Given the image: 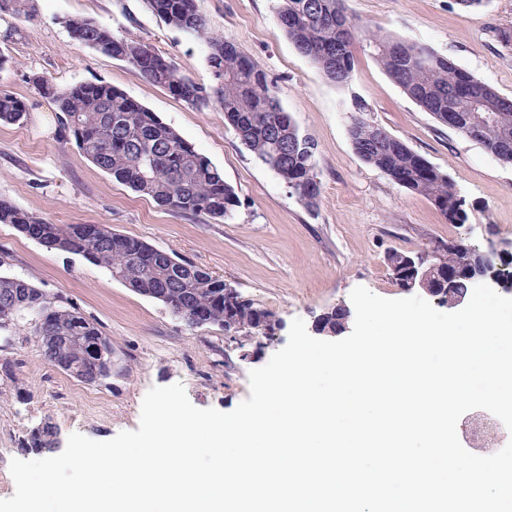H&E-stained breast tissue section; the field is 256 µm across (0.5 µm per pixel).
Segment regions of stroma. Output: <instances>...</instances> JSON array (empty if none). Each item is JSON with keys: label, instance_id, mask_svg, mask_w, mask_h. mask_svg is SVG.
I'll use <instances>...</instances> for the list:
<instances>
[{"label": "stroma", "instance_id": "35a3bbf8", "mask_svg": "<svg viewBox=\"0 0 512 512\" xmlns=\"http://www.w3.org/2000/svg\"><path fill=\"white\" fill-rule=\"evenodd\" d=\"M210 29L234 41L268 75L300 132L317 145L321 198L306 208L271 169L241 144L217 108L198 110L144 79L126 62L74 43L61 20L88 16L115 36L155 47L194 82H213L205 42L169 27L145 0H36L34 19L0 13V89L30 105L22 123H0V199L53 224H108L206 269L270 311L275 334L264 348L222 328H192L158 300L141 295L103 267L49 250L0 224V266L58 295L93 320L112 343V369L93 384L42 359L21 319L0 335V499L13 496L11 460H33L23 445L44 421L60 442L79 433L107 441L138 429L145 394L183 384L198 408L228 412L249 398V373L288 340L294 318L313 326L321 313L351 307L358 286L388 299L404 297L389 271L393 251H422L451 242L485 250L512 242V165L478 142L437 122L357 51L353 84L342 89L288 41L279 0H197ZM348 11L388 35L423 43L512 99V0L465 10L457 0H346ZM57 87L102 80L178 130L224 176L238 198L232 216L177 214L119 184L59 133L52 100L35 94L32 76ZM381 125L448 173L468 219L452 224L425 197L394 184L366 164L349 137L353 97ZM250 358H242V351Z\"/></svg>", "mask_w": 512, "mask_h": 512}]
</instances>
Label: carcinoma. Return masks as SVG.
I'll list each match as a JSON object with an SVG mask.
<instances>
[{"label":"carcinoma","instance_id":"carcinoma-1","mask_svg":"<svg viewBox=\"0 0 512 512\" xmlns=\"http://www.w3.org/2000/svg\"><path fill=\"white\" fill-rule=\"evenodd\" d=\"M148 7L172 28L204 40L213 84L205 87L185 75L154 47L131 36L118 38L112 29L89 17L71 16L63 24L78 44L134 67L153 84L191 107L210 106L224 112L242 145L295 189L307 207L318 204L321 188L315 173L316 145L300 133L281 106L266 73L239 46L211 32L196 0H146ZM0 11L29 18L34 0H0ZM279 24L295 48L331 82L346 87L355 71V45L362 43L387 76L439 123L448 113L458 117L457 131L482 144L496 159L512 164V100L476 79L451 59L430 48L392 39L348 13L346 0H281ZM36 91L52 97L62 113L60 133L73 137L95 166L118 183L176 213L227 218L238 204L221 173L176 129L160 121L138 102L104 81L82 82L63 89L44 76L32 77ZM496 112V121L473 133L465 118L476 106ZM26 104L0 89V122L15 124L26 117ZM383 127L357 117L350 127L354 150L368 165L396 185L430 200L452 224L467 220L464 201L452 178ZM0 224H11L24 236L50 250L82 256L107 268L112 276L140 294H167L170 311L187 310L186 325L227 327L252 339L274 336L272 313L236 294L224 305V280L141 240L114 232L105 224L98 237L87 224H52L7 200H0ZM470 249L450 242L433 258L435 273L463 268ZM32 316L30 334L43 358L55 367L65 359L81 364L80 381L91 384L109 372L93 361L90 346L105 339L99 326L61 297H50L31 281L0 272V332H11L18 320ZM319 332H345L347 311L336 307L318 319ZM66 336L67 351L54 356L41 337ZM56 426L45 421L31 430L25 449L52 452Z\"/></svg>","mask_w":512,"mask_h":512}]
</instances>
